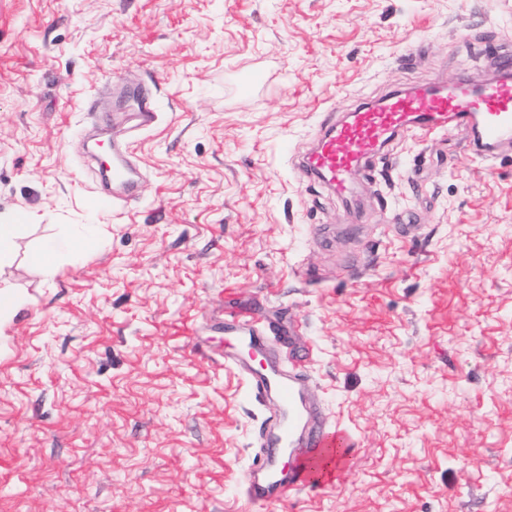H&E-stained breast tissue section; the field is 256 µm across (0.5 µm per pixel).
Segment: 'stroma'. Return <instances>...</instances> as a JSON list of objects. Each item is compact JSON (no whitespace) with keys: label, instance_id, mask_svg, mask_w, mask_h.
<instances>
[{"label":"stroma","instance_id":"35a3bbf8","mask_svg":"<svg viewBox=\"0 0 512 512\" xmlns=\"http://www.w3.org/2000/svg\"><path fill=\"white\" fill-rule=\"evenodd\" d=\"M512 0H0V512H512V142L394 138L338 199L301 166L326 113L485 79ZM120 75L158 125L135 201L92 203L79 131ZM101 226L46 279L48 237ZM270 325L335 477L246 502L269 407L220 325ZM21 226L23 224H0V265L12 259ZM55 255L56 246L52 243H47L31 255V262L40 269L44 276L52 278L58 272Z\"/></svg>","mask_w":512,"mask_h":512}]
</instances>
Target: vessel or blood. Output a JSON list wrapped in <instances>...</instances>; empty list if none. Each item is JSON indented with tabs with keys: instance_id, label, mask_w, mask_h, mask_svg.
Segmentation results:
<instances>
[{
	"instance_id": "1",
	"label": "vessel or blood",
	"mask_w": 512,
	"mask_h": 512,
	"mask_svg": "<svg viewBox=\"0 0 512 512\" xmlns=\"http://www.w3.org/2000/svg\"><path fill=\"white\" fill-rule=\"evenodd\" d=\"M499 62L502 78L488 81L481 91H474L464 78L449 89L399 90L376 104L357 107L344 120L332 121L305 157L308 175L336 197L349 198L354 172L372 166L392 139L412 128L428 133L451 128L471 131L469 150L494 158L497 145L512 138V55L501 56ZM112 87L119 96H134L136 110L124 113L120 121L99 122L80 134L90 158L97 159L102 142L111 145L109 156L98 165L103 190L96 200L101 206L138 196L142 183L125 142L113 134L116 124L140 131L158 122L154 99L147 90L130 87L118 76L113 77ZM224 334L229 342L225 364L244 375L252 399L272 407L257 439L259 452L243 478L244 494L252 502L277 504L315 484V468L323 451L348 447L349 437L314 424L304 380L296 370L287 369L284 361L270 357L271 343L259 318L233 315L224 323Z\"/></svg>"
}]
</instances>
